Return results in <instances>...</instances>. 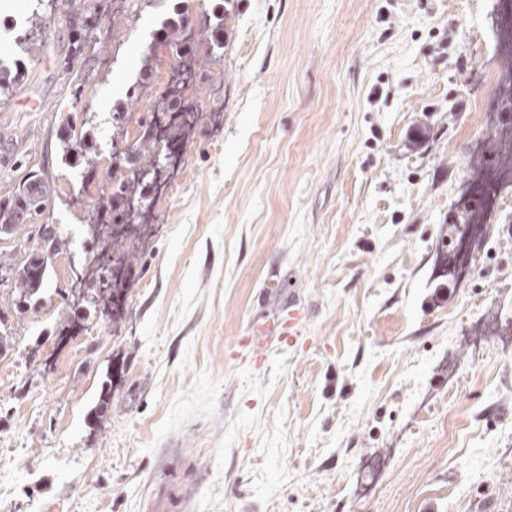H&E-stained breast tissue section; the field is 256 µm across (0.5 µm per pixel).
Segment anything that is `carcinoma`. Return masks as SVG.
Here are the masks:
<instances>
[{
  "mask_svg": "<svg viewBox=\"0 0 512 512\" xmlns=\"http://www.w3.org/2000/svg\"><path fill=\"white\" fill-rule=\"evenodd\" d=\"M188 18L182 7H177L163 23L158 32V39L176 52L179 59L195 60L196 51L185 36V20ZM225 16H212L207 19L208 32L212 49H224ZM94 27L84 21L70 28L69 44L64 55L56 59L57 69L67 73L73 62L82 55L88 39L92 37ZM22 80V69L13 65H0V97L8 95ZM141 83L129 86L126 99L117 104L112 112V141L127 139L125 116L129 106L139 101ZM163 110L173 114L184 112L191 115V121L184 124L169 125L164 135H159L151 115L146 114L139 121V132L131 152L122 155L136 163L132 174L119 179H112V190L101 192L92 205V220L96 230L91 235L93 248L92 259L107 260V268L94 283L87 286V298L82 305L109 316L112 320L122 318L127 304L128 285L138 278V266L141 252L146 248L147 239L151 237L152 228L142 223L141 216L130 211L127 201L120 194L121 185L128 180L137 186L138 195L143 197V209L153 204L158 194L149 174L156 168L155 159L161 158L158 145L166 149H178L188 140L189 132L199 120L195 106L183 98V93L166 91L163 98ZM65 164L71 168H80L84 176H89L98 162V148L91 135L83 133L79 139H73L71 133L64 131L59 138ZM54 187L38 170H29L20 180L15 190L0 197V233L13 235L21 224L42 214ZM41 245L38 250L29 252L26 259L18 266L13 279L15 305L17 308L31 306L41 300L44 288L50 276V263L42 260L45 254H59L66 247V241L57 237L52 225L39 227Z\"/></svg>",
  "mask_w": 512,
  "mask_h": 512,
  "instance_id": "carcinoma-1",
  "label": "carcinoma"
}]
</instances>
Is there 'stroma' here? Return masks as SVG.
I'll list each match as a JSON object with an SVG mask.
<instances>
[{"label": "stroma", "instance_id": "1", "mask_svg": "<svg viewBox=\"0 0 512 512\" xmlns=\"http://www.w3.org/2000/svg\"><path fill=\"white\" fill-rule=\"evenodd\" d=\"M175 2L48 0L0 101V196L37 163L55 186L0 240V512H512V189L472 276H448L506 68L497 0H231L223 56L195 41L201 117L121 320L64 333L112 107L139 79L163 89ZM64 125L100 133L91 186L61 162ZM45 223L67 245L20 314L13 264ZM292 306L288 344L269 325ZM95 27L87 21L75 27H70L69 44L64 55L56 59V67L68 73L73 66V62L82 55L88 39L92 37Z\"/></svg>", "mask_w": 512, "mask_h": 512}]
</instances>
